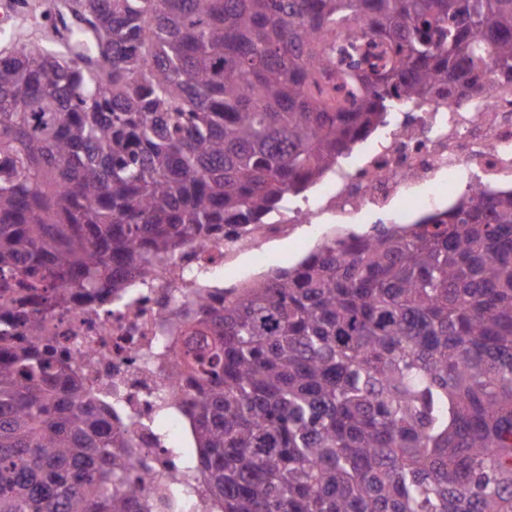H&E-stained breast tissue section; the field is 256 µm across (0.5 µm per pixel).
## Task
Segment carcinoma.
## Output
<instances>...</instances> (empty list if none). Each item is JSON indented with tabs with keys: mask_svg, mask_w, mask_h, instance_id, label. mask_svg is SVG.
Segmentation results:
<instances>
[{
	"mask_svg": "<svg viewBox=\"0 0 512 512\" xmlns=\"http://www.w3.org/2000/svg\"><path fill=\"white\" fill-rule=\"evenodd\" d=\"M70 53L0 57V512H128L141 487L49 314L279 209L399 102L512 80V0H75ZM356 27L358 85L316 66ZM123 267L117 272L115 266ZM191 377L224 512H512V191L324 242L211 309ZM325 68L319 76L318 96L327 106L336 110L345 106L346 93L353 89V86L347 80V66L336 60Z\"/></svg>",
	"mask_w": 512,
	"mask_h": 512,
	"instance_id": "cac0c4a2",
	"label": "carcinoma"
}]
</instances>
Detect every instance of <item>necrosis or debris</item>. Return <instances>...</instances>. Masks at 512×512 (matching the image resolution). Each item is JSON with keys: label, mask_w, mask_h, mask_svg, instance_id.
Masks as SVG:
<instances>
[{"label": "necrosis or debris", "mask_w": 512, "mask_h": 512, "mask_svg": "<svg viewBox=\"0 0 512 512\" xmlns=\"http://www.w3.org/2000/svg\"><path fill=\"white\" fill-rule=\"evenodd\" d=\"M485 80L491 94L465 96L452 85L389 113L309 186L308 196L285 197L258 221L185 245L110 301L78 297L53 310L62 358L121 431L130 476L146 487L134 512H224L223 502L203 497L196 470L187 405L196 384L172 369L186 343L181 323L198 314L199 300L223 308L267 273L266 253L299 228L322 240L333 225L361 223L372 210L406 225L449 206L458 186L472 194L512 185V83L492 72ZM180 472L187 484L173 482Z\"/></svg>", "instance_id": "necrosis-or-debris-1"}]
</instances>
